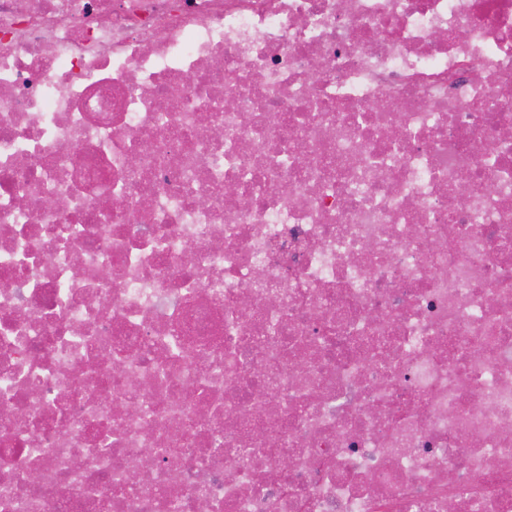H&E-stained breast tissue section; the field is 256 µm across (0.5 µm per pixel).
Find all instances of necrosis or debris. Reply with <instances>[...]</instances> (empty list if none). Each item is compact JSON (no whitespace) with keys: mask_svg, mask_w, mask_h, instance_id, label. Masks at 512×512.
I'll return each mask as SVG.
<instances>
[{"mask_svg":"<svg viewBox=\"0 0 512 512\" xmlns=\"http://www.w3.org/2000/svg\"><path fill=\"white\" fill-rule=\"evenodd\" d=\"M452 500L512 512V0H0V512Z\"/></svg>","mask_w":512,"mask_h":512,"instance_id":"4bbe7bcc","label":"necrosis or debris"}]
</instances>
